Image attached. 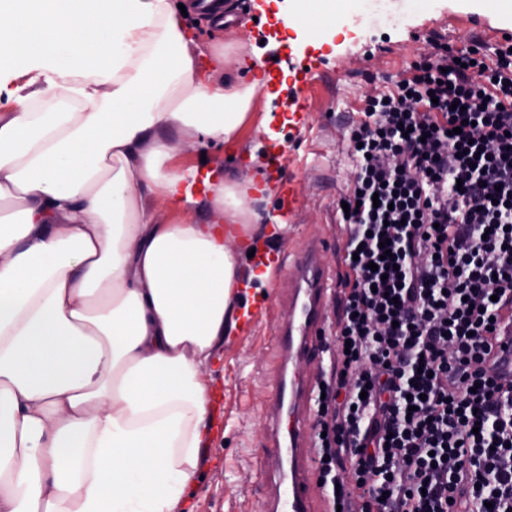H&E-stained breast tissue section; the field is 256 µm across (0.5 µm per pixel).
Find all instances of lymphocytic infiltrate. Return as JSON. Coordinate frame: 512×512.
<instances>
[{
    "instance_id": "lymphocytic-infiltrate-1",
    "label": "lymphocytic infiltrate",
    "mask_w": 512,
    "mask_h": 512,
    "mask_svg": "<svg viewBox=\"0 0 512 512\" xmlns=\"http://www.w3.org/2000/svg\"><path fill=\"white\" fill-rule=\"evenodd\" d=\"M313 427L340 512H512V39L437 45L366 97ZM504 334L499 341L494 342L490 359H496L498 383L502 385L503 391H507L510 386L512 388V317Z\"/></svg>"
}]
</instances>
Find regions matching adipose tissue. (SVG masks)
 <instances>
[{
	"label": "adipose tissue",
	"instance_id": "1",
	"mask_svg": "<svg viewBox=\"0 0 512 512\" xmlns=\"http://www.w3.org/2000/svg\"><path fill=\"white\" fill-rule=\"evenodd\" d=\"M364 0L281 14L308 38ZM173 0H0V512H178L272 184L176 166L234 148L261 80L201 71Z\"/></svg>",
	"mask_w": 512,
	"mask_h": 512
}]
</instances>
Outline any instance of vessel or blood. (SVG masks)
I'll use <instances>...</instances> for the list:
<instances>
[{"mask_svg":"<svg viewBox=\"0 0 512 512\" xmlns=\"http://www.w3.org/2000/svg\"><path fill=\"white\" fill-rule=\"evenodd\" d=\"M323 240L306 239L299 252L277 253L274 262L288 280V300L276 305L270 323L276 365L278 408L267 417L268 445L277 454L276 470L264 472L268 491L262 512H329L317 482L312 427L317 412L319 376L302 372L311 355H324L327 311L340 296V271L320 261ZM491 356L498 382L512 387V325L494 342Z\"/></svg>","mask_w":512,"mask_h":512,"instance_id":"b4317fda","label":"vessel or blood"}]
</instances>
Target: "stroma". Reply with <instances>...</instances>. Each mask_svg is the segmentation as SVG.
<instances>
[{"label":"stroma","instance_id":"35a3bbf8","mask_svg":"<svg viewBox=\"0 0 512 512\" xmlns=\"http://www.w3.org/2000/svg\"><path fill=\"white\" fill-rule=\"evenodd\" d=\"M180 2L188 8L185 21L202 52L201 66H210L213 52L223 46L262 55L271 41L291 61L272 71L270 81L256 91V112L272 117L267 130L251 123L242 132L240 148L211 145L185 156L189 162L207 158L231 176L253 174L258 167L251 155L278 156V164L261 168L275 184L281 172L295 176L302 203L292 211L277 195L258 203L266 226L276 231L265 241L271 252L306 237H344L343 225L333 223L331 215L353 174L349 124L360 121L364 97L392 88L407 64L431 52L434 42L469 46V33L433 29L432 20L491 16L502 8L500 0H433L425 10L402 4L397 23L385 28L353 24L332 44L318 48L277 23V12L291 11L293 0H230L235 19L221 28L201 18L191 0ZM267 319V314H256L252 326L224 339L213 373L216 430L200 453L201 476L186 504L188 512H261L266 487L260 466L273 459L265 446V419L274 409L269 381L276 366Z\"/></svg>","mask_w":512,"mask_h":512}]
</instances>
